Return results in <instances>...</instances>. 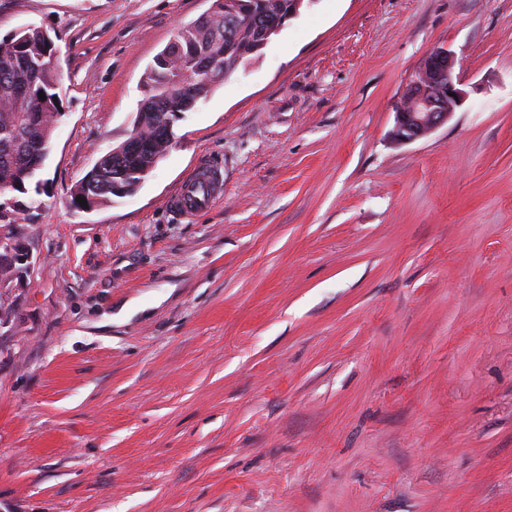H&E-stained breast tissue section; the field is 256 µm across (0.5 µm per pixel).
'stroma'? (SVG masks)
Returning <instances> with one entry per match:
<instances>
[{
	"label": "stroma",
	"mask_w": 512,
	"mask_h": 512,
	"mask_svg": "<svg viewBox=\"0 0 512 512\" xmlns=\"http://www.w3.org/2000/svg\"><path fill=\"white\" fill-rule=\"evenodd\" d=\"M212 3L0 0L62 102L0 287V512H512V0H314L75 208ZM441 46L467 99L393 143ZM207 159L224 196L179 218Z\"/></svg>",
	"instance_id": "1"
}]
</instances>
